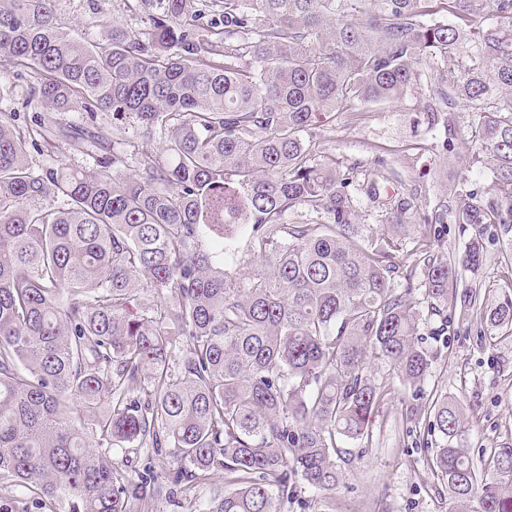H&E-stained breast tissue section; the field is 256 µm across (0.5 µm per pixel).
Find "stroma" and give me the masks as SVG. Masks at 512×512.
Wrapping results in <instances>:
<instances>
[{
	"instance_id": "stroma-1",
	"label": "stroma",
	"mask_w": 512,
	"mask_h": 512,
	"mask_svg": "<svg viewBox=\"0 0 512 512\" xmlns=\"http://www.w3.org/2000/svg\"><path fill=\"white\" fill-rule=\"evenodd\" d=\"M58 11L86 40L100 41L97 16L118 19L126 26L145 30L146 13L131 14L124 0H58ZM417 82L403 98L358 105L315 126V151L336 158L344 167L362 171L377 156H385L401 175V188L415 211L396 254L395 282L414 265L413 247L420 235L419 217L453 205L451 190L465 173V161L474 148L472 114L457 104V136L450 151L438 145L440 131L428 130L423 114L432 105L430 84L435 75L428 61L417 65ZM504 242H493L479 276L460 272L455 312L448 316L447 349L433 363L423 390L400 382L386 365L373 370L376 380L391 393L373 417L375 441L364 449L350 445L343 478L332 491L331 512H448V499L439 497L426 466L432 454L423 442L427 430L405 421L425 400L426 392L439 389L457 397L468 416L458 441L470 448L477 470L488 464L491 448L512 436V335L481 334L462 299L473 283H481L490 300L507 287L498 260Z\"/></svg>"
}]
</instances>
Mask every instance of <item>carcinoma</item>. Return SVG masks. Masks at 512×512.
I'll list each match as a JSON object with an SVG mask.
<instances>
[{"instance_id":"obj_1","label":"carcinoma","mask_w":512,"mask_h":512,"mask_svg":"<svg viewBox=\"0 0 512 512\" xmlns=\"http://www.w3.org/2000/svg\"><path fill=\"white\" fill-rule=\"evenodd\" d=\"M58 0H0V68L32 69V124L0 112V479L38 512H138L143 482L111 453L138 444L174 459L175 485L224 472L195 512H283L325 499L347 440L368 448L390 389L384 362L423 384L437 350L417 334L414 274L394 282L399 237L367 236L353 190L385 198L404 229L410 201L386 191L384 159L358 181L319 158L320 116L391 102L437 65L423 116L478 148L451 212L423 224L468 234L451 259L416 240L430 316L448 323L454 280L476 276L489 229L512 237V0H157L145 32L112 22L103 43L61 24ZM442 11L456 22H430ZM81 108L112 124L63 127ZM157 142L131 168L130 137ZM62 140L87 168L34 166ZM307 209L316 220L288 222ZM256 263L231 271L238 253ZM471 299L489 334L512 332V294ZM427 466L451 512H512V437L480 478L458 400L431 397Z\"/></svg>"}]
</instances>
